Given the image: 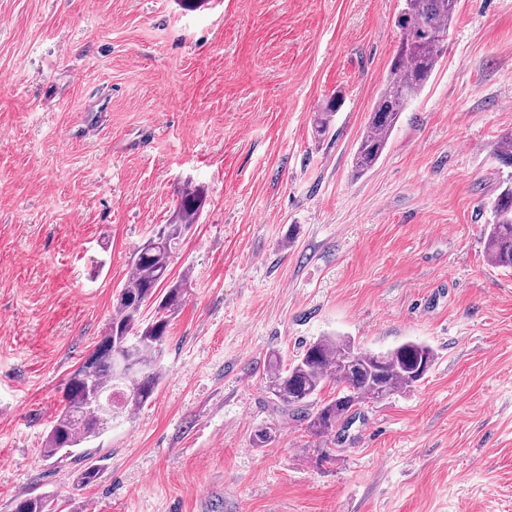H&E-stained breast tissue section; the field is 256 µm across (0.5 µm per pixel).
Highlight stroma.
I'll list each match as a JSON object with an SVG mask.
<instances>
[{
	"instance_id": "35a3bbf8",
	"label": "stroma",
	"mask_w": 512,
	"mask_h": 512,
	"mask_svg": "<svg viewBox=\"0 0 512 512\" xmlns=\"http://www.w3.org/2000/svg\"><path fill=\"white\" fill-rule=\"evenodd\" d=\"M402 0H0V512H512V269L485 252L512 167V0H460L382 158L352 156ZM342 95L333 129L312 124ZM206 203L153 400L43 455L136 248ZM416 340V387L323 439L266 392L271 354ZM276 438L253 447L256 428ZM18 504H22L21 509L16 508ZM52 510V501L44 495H19L9 504L11 512H51Z\"/></svg>"
}]
</instances>
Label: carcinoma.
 <instances>
[{"instance_id":"carcinoma-1","label":"carcinoma","mask_w":512,"mask_h":512,"mask_svg":"<svg viewBox=\"0 0 512 512\" xmlns=\"http://www.w3.org/2000/svg\"><path fill=\"white\" fill-rule=\"evenodd\" d=\"M458 0H403L396 17L399 45L383 88L370 112L365 130L353 155V167L362 174L372 169L388 144L402 112L428 84L444 52L448 29ZM340 106L337 98L318 113L314 136L329 134ZM498 159L512 166V133L495 145ZM205 202L199 186L185 188L177 219L163 224L134 253L132 272L120 291L104 336L85 360L67 377L62 408L51 422L43 448L44 456L71 454L99 439L115 419L128 417L153 397L161 378L159 360L173 316L185 299L183 283L165 293L158 288L168 280L175 255L200 215ZM486 252L496 267L512 268V184L493 203V224L486 236ZM155 307L143 316L145 307ZM433 350L414 341L386 352L362 350L347 337L323 336L310 343L289 364L277 355L270 360L266 391L289 411L303 414L309 435L322 439L347 420L352 408L377 403L420 382L414 371L431 369ZM330 382L336 397L314 413L307 411ZM95 393L112 400V414L96 420L88 398ZM44 495H19L9 512H52Z\"/></svg>"}]
</instances>
